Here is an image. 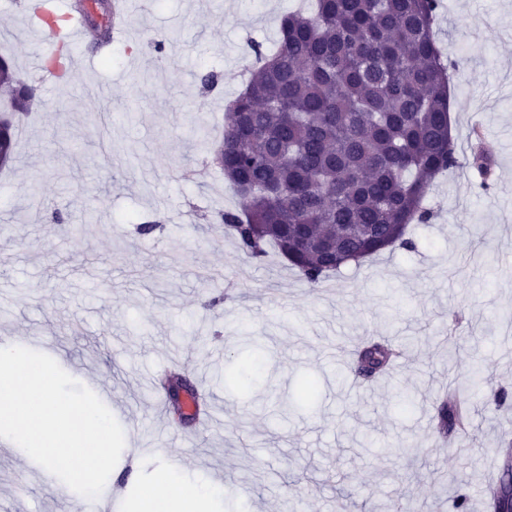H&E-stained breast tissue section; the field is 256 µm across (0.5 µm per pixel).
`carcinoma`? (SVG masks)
<instances>
[{"label": "carcinoma", "mask_w": 512, "mask_h": 512, "mask_svg": "<svg viewBox=\"0 0 512 512\" xmlns=\"http://www.w3.org/2000/svg\"><path fill=\"white\" fill-rule=\"evenodd\" d=\"M438 0H313L288 13L272 51L227 105L214 161L241 208L221 223L252 258L272 246L308 284L424 224L433 179L461 166L449 133L448 64L433 37ZM0 169L13 160L33 88L0 56ZM401 352L370 338L356 374L376 378ZM436 429L466 441L468 404L448 396Z\"/></svg>", "instance_id": "1"}]
</instances>
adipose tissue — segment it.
I'll return each mask as SVG.
<instances>
[{
  "label": "adipose tissue",
  "mask_w": 512,
  "mask_h": 512,
  "mask_svg": "<svg viewBox=\"0 0 512 512\" xmlns=\"http://www.w3.org/2000/svg\"><path fill=\"white\" fill-rule=\"evenodd\" d=\"M224 491L222 482L186 483L179 470L166 469L143 489L134 512H210L212 501Z\"/></svg>",
  "instance_id": "1"
}]
</instances>
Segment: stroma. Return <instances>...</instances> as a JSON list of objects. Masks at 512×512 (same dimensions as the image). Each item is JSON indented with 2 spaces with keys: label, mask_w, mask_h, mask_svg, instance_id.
<instances>
[{
  "label": "stroma",
  "mask_w": 512,
  "mask_h": 512,
  "mask_svg": "<svg viewBox=\"0 0 512 512\" xmlns=\"http://www.w3.org/2000/svg\"><path fill=\"white\" fill-rule=\"evenodd\" d=\"M31 2L0 0V51L42 101L0 172V348L48 353L92 391L112 388L118 464L137 470L123 512L171 462L189 481L223 482L215 512H386L400 496L414 512H452L455 495L485 512L482 486L512 458L500 443L512 433V0H440L433 25L459 155H485L487 172L439 175L411 247L317 288L225 236L217 214L239 200L196 143L219 139L253 44L276 43L296 0H136L146 37L103 55L84 46L61 76L40 66L59 45L31 36ZM141 222L156 233L135 234ZM371 336L403 354L368 382L353 353ZM254 352L260 378L233 381ZM478 360L491 380L462 445L435 432L434 415L448 390L464 395ZM166 367L216 407L211 427L156 413ZM23 470L36 478L21 492ZM37 470L14 442L0 446V512H76L80 495Z\"/></svg>",
  "instance_id": "1"
}]
</instances>
